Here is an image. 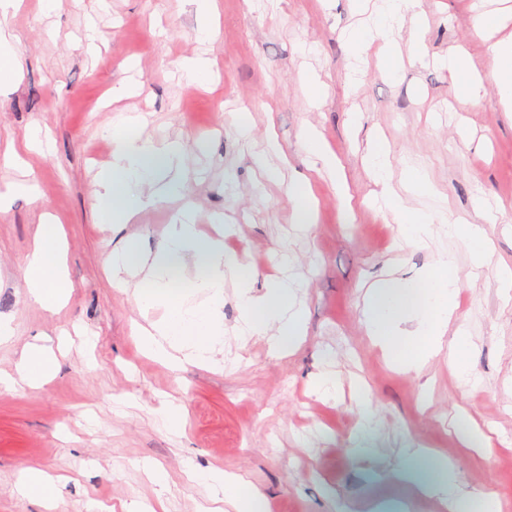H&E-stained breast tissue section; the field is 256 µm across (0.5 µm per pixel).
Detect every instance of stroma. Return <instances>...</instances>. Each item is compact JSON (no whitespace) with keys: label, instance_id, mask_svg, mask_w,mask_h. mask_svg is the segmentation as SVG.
Here are the masks:
<instances>
[{"label":"stroma","instance_id":"obj_1","mask_svg":"<svg viewBox=\"0 0 512 512\" xmlns=\"http://www.w3.org/2000/svg\"><path fill=\"white\" fill-rule=\"evenodd\" d=\"M497 0H419L395 24L399 64L385 72L375 50L355 56L344 34L369 24L357 0H216L213 33L201 40L192 0H20L8 17L23 62L16 83L0 87V184L28 173L38 199L15 196L0 214V317L12 320V341L0 343V370L14 371L28 344L51 347L59 366L37 390L0 389V512H46L23 497L17 482L36 466L62 477L55 512H123L125 504L164 503L166 512H197L201 486L187 464L243 476L268 497L265 512H441L413 486L391 481L390 468L409 464L408 449L427 454L428 474L452 467L471 503L494 495L512 512V112L498 102L492 39L512 40V19L488 38L478 15ZM467 50L483 80L479 101L459 105L439 61ZM208 52L214 65L199 83L179 77L185 58ZM323 87L312 103L311 81ZM124 83L129 96L112 102ZM147 118L141 136L178 141L183 195L145 206L136 222L99 221L98 173L112 163L107 130L116 113ZM54 142L52 154L22 147L31 125ZM249 137H241L240 125ZM312 129L335 154L348 187L342 206L327 172L317 171L301 143ZM280 150L268 151V140ZM21 146L22 164L5 154ZM388 150L394 188L404 166L421 165L435 196L403 192L407 208H449L481 225L492 243L487 265L473 270L457 250L459 308L449 333L471 344L467 384L447 352L424 365L391 362L366 333L364 296L371 283L395 275L416 279L450 244L444 234L415 245L397 240L373 198L370 158ZM310 186L315 223L292 220L293 184ZM202 233L224 228V248L252 269L253 294L293 276L306 310L304 334L290 353L272 357L266 338L240 342L233 281L224 285L223 372L190 366L175 371L140 354L133 330L159 311L141 314L140 276L117 286L106 252L128 243L158 253L182 212ZM60 224L72 284L64 308L51 313L26 297L24 261L41 219ZM340 388L313 394L324 369ZM370 389L373 412L361 418L356 388ZM183 404L187 421L172 434L158 423L164 404ZM474 430L488 446H466ZM374 448L356 458L359 443ZM167 474L155 485L142 468Z\"/></svg>","mask_w":512,"mask_h":512}]
</instances>
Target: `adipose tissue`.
Masks as SVG:
<instances>
[{"label": "adipose tissue", "instance_id": "1", "mask_svg": "<svg viewBox=\"0 0 512 512\" xmlns=\"http://www.w3.org/2000/svg\"><path fill=\"white\" fill-rule=\"evenodd\" d=\"M418 0H382L380 18L368 30L354 29L347 35L352 52L360 54L378 46L382 62L395 68L390 41L394 21L413 12ZM113 163L99 174L97 200L104 224H128L146 202L141 184L155 171L157 161L180 160L179 143L160 144L152 138H114ZM386 211L394 217L402 237L415 241L427 238L434 225H443L454 250L443 253L436 264L424 271L419 282L385 277L374 281L366 294L364 315L375 344L405 367L425 364L439 352H447L450 363L461 376H468L467 337L447 338L448 325L458 307L461 288L455 273L456 248H463L474 267H482L489 241L479 225L455 218L447 208L408 210L391 185L383 187ZM193 260L197 273L188 285H181L178 273L186 260ZM105 261L113 272L141 265L147 288L136 294L141 309L163 308V317L141 328L142 349L157 359L181 367L187 364L222 368L224 352V278L235 280L243 323L241 339L266 336L273 353H281L304 330L305 317L297 307L289 281L271 282L263 295L252 293L253 272L239 254L226 252L219 237L199 234L189 220L172 225L162 254L141 260L129 245L109 251ZM25 281L29 299L47 311H55L67 298L70 284L66 275L64 240L59 225L44 220L37 224L31 252L26 257ZM57 360L49 347L29 344L21 353L14 373L0 375V386L42 387L53 375ZM392 478L417 486L438 499L450 512H458L462 500L456 495L451 475L429 479L420 465L392 471ZM190 477L209 489V503L200 512H265V494L243 477L221 470L191 472Z\"/></svg>", "mask_w": 512, "mask_h": 512}]
</instances>
